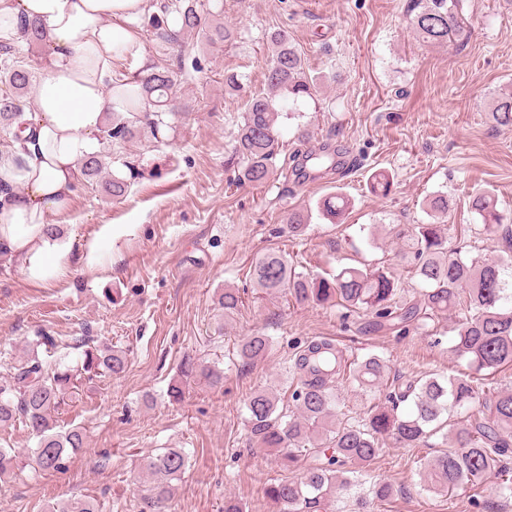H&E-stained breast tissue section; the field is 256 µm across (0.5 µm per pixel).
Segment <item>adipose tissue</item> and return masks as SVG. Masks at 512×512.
Segmentation results:
<instances>
[{
  "mask_svg": "<svg viewBox=\"0 0 512 512\" xmlns=\"http://www.w3.org/2000/svg\"><path fill=\"white\" fill-rule=\"evenodd\" d=\"M147 7L148 0H0V37H16L21 20L37 21L53 58L36 89L24 164L0 166V254L32 279L64 272V247L45 235V218L67 213L78 160L102 149L105 118L120 109L114 63L137 51L130 24Z\"/></svg>",
  "mask_w": 512,
  "mask_h": 512,
  "instance_id": "adipose-tissue-1",
  "label": "adipose tissue"
}]
</instances>
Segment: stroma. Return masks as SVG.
Returning <instances> with one entry per match:
<instances>
[{
	"instance_id": "obj_1",
	"label": "stroma",
	"mask_w": 512,
	"mask_h": 512,
	"mask_svg": "<svg viewBox=\"0 0 512 512\" xmlns=\"http://www.w3.org/2000/svg\"><path fill=\"white\" fill-rule=\"evenodd\" d=\"M460 7L470 37L441 47L416 39L408 0H204L205 11L235 35L192 45L181 60L155 37L147 17L134 22L139 51L118 61L115 72L168 67L187 112L171 119L162 140L143 132L105 145L110 173L127 184L123 196L82 182L68 214L48 216V223H63L70 244L57 280L34 283L0 256V381L26 359L29 341L45 334L56 346L42 359L80 366L87 337L96 347H123L127 368L118 376L81 374L78 394L57 422L83 428L84 448L65 472L26 467L1 480L0 512H48L55 500L74 495L95 498L101 512H141L153 482L144 460L164 448L190 454L171 487V512H224L228 498L243 512H278L264 489L287 473L275 450L252 440L244 402L271 389L280 409H292L289 368L299 346L326 338L351 359L376 354L389 360L395 378L466 371V361L449 351L451 317L402 336L364 333L363 313L298 304L256 288L252 276L256 258L273 250L309 278L347 266L383 268L398 279L402 298L419 299L423 283L403 259L394 227L428 222L424 203L441 192L449 223L471 227L453 235L450 247L469 257L500 253L501 242L481 233L469 200L492 193L512 217V127L490 118L493 99L512 84V0H460ZM278 28L324 83L318 100L294 114L287 97H277V176L254 186L237 182L227 160L243 94L267 89L266 35ZM228 73L241 76L242 95L225 93ZM326 143L352 157L346 175L295 177L290 154ZM379 169L392 180L384 196L370 189ZM338 188L351 207L333 224L316 203ZM292 210L310 216L297 239L286 229ZM227 286L242 297L229 320L218 304ZM255 330L270 336L272 347L264 360L246 363L237 347ZM186 358L222 369L223 386L193 382L182 401H170L168 386ZM441 447L438 435L418 448L385 445L371 473L397 493L375 512H477V499L512 512V501H497L490 481L450 498L424 490L415 462Z\"/></svg>"
}]
</instances>
